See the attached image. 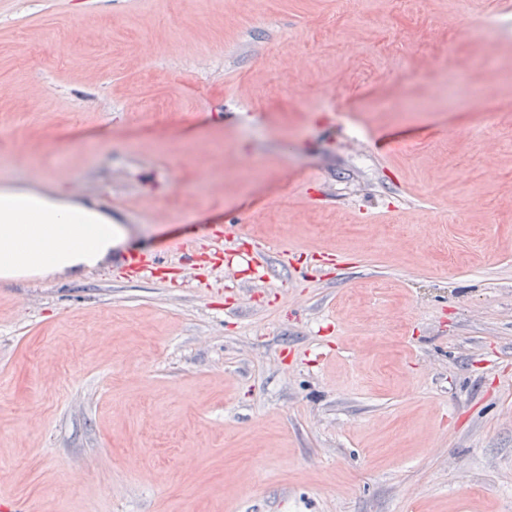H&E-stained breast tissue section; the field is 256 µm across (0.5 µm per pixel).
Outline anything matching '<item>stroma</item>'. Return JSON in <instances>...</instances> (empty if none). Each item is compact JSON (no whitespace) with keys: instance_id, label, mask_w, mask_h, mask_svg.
<instances>
[{"instance_id":"1","label":"stroma","mask_w":512,"mask_h":512,"mask_svg":"<svg viewBox=\"0 0 512 512\" xmlns=\"http://www.w3.org/2000/svg\"><path fill=\"white\" fill-rule=\"evenodd\" d=\"M510 20L0 0V189L131 231L0 277V512H512Z\"/></svg>"}]
</instances>
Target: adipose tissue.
I'll use <instances>...</instances> for the list:
<instances>
[{"label": "adipose tissue", "instance_id": "obj_1", "mask_svg": "<svg viewBox=\"0 0 512 512\" xmlns=\"http://www.w3.org/2000/svg\"><path fill=\"white\" fill-rule=\"evenodd\" d=\"M124 239L122 228L97 212L25 193L0 194V275L93 267Z\"/></svg>", "mask_w": 512, "mask_h": 512}]
</instances>
